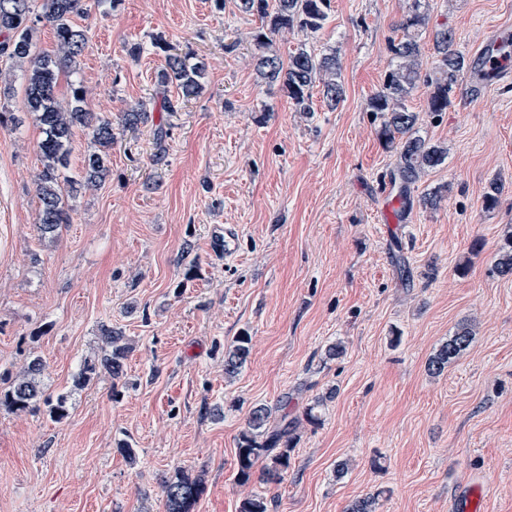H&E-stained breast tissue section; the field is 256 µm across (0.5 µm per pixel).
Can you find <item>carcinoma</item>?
<instances>
[{"instance_id":"obj_1","label":"carcinoma","mask_w":512,"mask_h":512,"mask_svg":"<svg viewBox=\"0 0 512 512\" xmlns=\"http://www.w3.org/2000/svg\"><path fill=\"white\" fill-rule=\"evenodd\" d=\"M238 9L261 21L254 40L260 51L256 69L260 76L280 86L298 112L313 111V88L320 85L323 104L333 109L343 99L341 61L334 52L317 53L302 44L288 53V60L269 49L271 36L283 29H297L306 33L321 30L329 18L331 0H237ZM86 0H0V54L19 67L26 79V98L42 128L43 138L38 143L42 169L36 180L39 199L37 230L41 237L51 238L62 224L70 223L69 206L64 192L95 187L109 171L110 150L118 128H136L149 121L146 107L139 104L122 113L118 122L87 109V91L76 82L69 84L68 100L59 99L57 85L60 74L73 70L77 58L87 46L85 30L75 19L87 14ZM44 23L53 30L55 49L50 53L35 51L36 25ZM427 15L425 0H409L408 9L399 24L401 34L388 39L386 51L389 67L382 86L371 97L368 111L380 122L378 135L385 146L396 151L395 166L380 176L381 185H390L399 199L401 214L412 211L415 203V185L427 172L442 166L447 151L440 145L418 135L419 116L410 110L406 101L412 90L421 84L430 88L427 109L434 115L448 111L454 98L459 78L475 73L480 83L472 91L480 92L482 82H490L494 75L474 70L475 59L461 50L454 33L441 24L432 33V53L427 59L422 53V37ZM166 52V65L158 73L162 94L175 88L177 96L188 100L202 89L206 62L188 54ZM82 128L91 136L95 150L88 152L82 169H70L71 142L74 129ZM503 186L493 179L483 197L486 209L494 208L502 195ZM495 270L501 276H512V240L499 250ZM103 347L101 355L84 363L74 379L73 387L82 389L101 376L119 380L124 376L125 360L130 344L119 330L101 328ZM473 330L466 323L459 324L452 336L428 359L427 370L441 375L448 364L468 349ZM251 339L237 337L224 352V374L236 376L247 362ZM44 363L41 357L31 358L0 396V407L39 412L46 409L55 423L67 419L68 395H47L42 386ZM273 408L260 404L253 407L241 431L236 448L237 481L245 486L256 479L263 484H279L291 465V433L299 420L281 416L270 426ZM203 492L202 485L184 475H176L163 482L161 493L165 512H193ZM271 501L260 493L246 495L239 512H270Z\"/></svg>"}]
</instances>
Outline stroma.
Wrapping results in <instances>:
<instances>
[{"mask_svg": "<svg viewBox=\"0 0 512 512\" xmlns=\"http://www.w3.org/2000/svg\"><path fill=\"white\" fill-rule=\"evenodd\" d=\"M428 3L430 24L471 55L512 26V0ZM407 4L332 0L317 33L274 36L280 55L303 43L341 59L343 102L306 115L259 76L261 22L236 0H88L75 75L89 108L113 119L143 103L151 121L118 134L108 177L69 199L72 221L50 240L36 228L43 134L0 57V392L38 355L47 393L70 407L59 424L0 407V512H163L161 483L178 471L204 483L196 512H238L235 448L258 404L299 420L284 481L251 485L272 512H346L371 495L376 512H451L465 487L485 512H512V277L494 269L512 235V76L474 97L462 77L437 116L426 86L411 92L420 135L448 157L415 185L418 199L441 191L438 206L401 215L379 186L396 156L368 103ZM157 39L209 64L173 112ZM493 178L504 191L487 209ZM228 227L229 257L213 245ZM463 322L470 347L429 375ZM105 325L131 346L125 375L74 389ZM245 335L248 361L225 377L224 351ZM336 342L343 355L327 358ZM331 388L320 423L304 421Z\"/></svg>", "mask_w": 512, "mask_h": 512, "instance_id": "obj_1", "label": "stroma"}]
</instances>
